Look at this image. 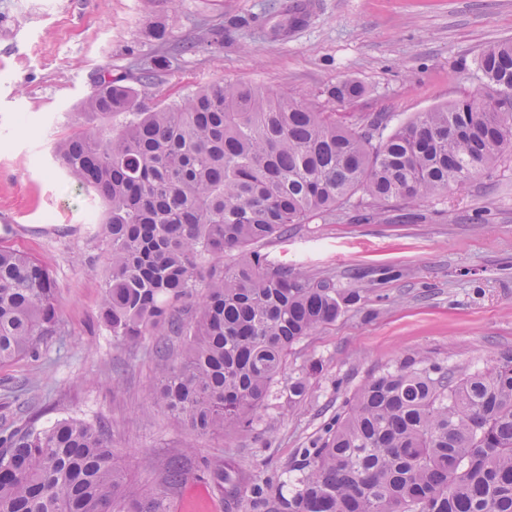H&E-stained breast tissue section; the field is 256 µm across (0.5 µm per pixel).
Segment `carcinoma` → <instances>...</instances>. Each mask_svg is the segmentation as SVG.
Returning a JSON list of instances; mask_svg holds the SVG:
<instances>
[{"label": "carcinoma", "instance_id": "obj_1", "mask_svg": "<svg viewBox=\"0 0 512 512\" xmlns=\"http://www.w3.org/2000/svg\"><path fill=\"white\" fill-rule=\"evenodd\" d=\"M467 94L383 134L390 119L326 110L296 97L217 82L159 108L121 77L101 76L80 113L90 124L58 144L69 178L104 203L99 319L118 344L173 336L152 400L196 434L254 427L293 346L332 324L343 297L331 278L272 265L254 245L336 215L366 197V219L392 201L441 195L512 152V42L476 62ZM363 87L338 82L328 100ZM126 117L117 131L109 128ZM236 253L232 263L224 255ZM46 265L0 249V363L36 352L58 325ZM109 426L75 418L0 433V512H169L186 480L173 460L137 490ZM284 494L268 477L242 488L218 461L202 478L249 512H512V354L459 379L427 359L368 380L324 435L301 451Z\"/></svg>", "mask_w": 512, "mask_h": 512}]
</instances>
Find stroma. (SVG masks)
<instances>
[{
    "instance_id": "35a3bbf8",
    "label": "stroma",
    "mask_w": 512,
    "mask_h": 512,
    "mask_svg": "<svg viewBox=\"0 0 512 512\" xmlns=\"http://www.w3.org/2000/svg\"><path fill=\"white\" fill-rule=\"evenodd\" d=\"M301 2L0 0V247L47 265L59 315L37 356L0 364V431L105 420L132 486L149 489L182 459L187 479L170 512H248L201 479L206 458L245 482L275 475L295 486L301 450L361 385L406 358L459 377L512 354V156L461 189L391 202L379 222L361 221L354 202L262 245L273 265L331 277L356 298L294 346L251 431L190 435L149 398L162 363L154 340L129 349L101 324L104 206L53 155L101 75L137 88L140 62L162 60L161 106L222 81L306 94L352 80L364 94L338 112L397 124L476 92L477 56L512 41V0H311L300 22ZM295 379L305 393L292 407Z\"/></svg>"
}]
</instances>
